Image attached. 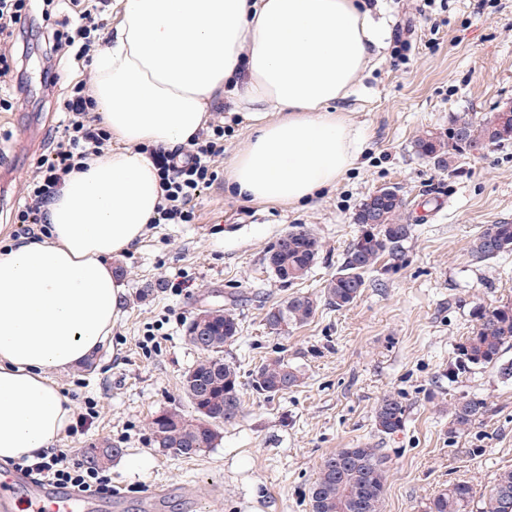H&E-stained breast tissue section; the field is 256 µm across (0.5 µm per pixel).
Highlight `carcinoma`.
<instances>
[{
    "mask_svg": "<svg viewBox=\"0 0 512 512\" xmlns=\"http://www.w3.org/2000/svg\"><path fill=\"white\" fill-rule=\"evenodd\" d=\"M512 142V112H493L482 121L454 115L444 131L427 130L414 141L415 153L439 168L452 169L466 155L481 154L493 145ZM360 233L349 243L336 273L323 288L324 301L342 310L351 306L366 287V275L384 257L396 261L403 256L413 225L404 212L399 194L382 193L373 201L363 200L355 215ZM320 245L310 231L298 228L281 237L266 254L267 265L282 282L303 279L315 265ZM469 254L486 261L512 254V224H489L472 240ZM319 301L299 294L281 302L267 313L266 321L280 334L303 326L315 316ZM208 318L205 347L201 357L183 375V389L195 416L163 410L152 417L149 429L158 448L177 456L205 453L218 438L217 428L233 423L243 412L240 374L224 359V347L239 334L236 315L229 309H214ZM512 348V303L490 306L478 312L476 328L454 349L448 368L453 380L476 367L500 364L501 373L512 375V363L501 358ZM300 372L281 358L266 359L250 373V384L268 397L288 392L299 385ZM486 412L485 403L475 398L457 400L451 408L449 433L467 430ZM406 408L396 396L382 398L375 409V427L382 435H393L405 426ZM389 466L382 449L368 444L341 448L324 457L309 489L310 512H382ZM473 488L459 481L429 498L424 512H473ZM484 512H512V470L499 474Z\"/></svg>",
    "mask_w": 512,
    "mask_h": 512,
    "instance_id": "obj_1",
    "label": "carcinoma"
}]
</instances>
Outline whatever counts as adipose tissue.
Listing matches in <instances>:
<instances>
[{"label":"adipose tissue","mask_w":512,"mask_h":512,"mask_svg":"<svg viewBox=\"0 0 512 512\" xmlns=\"http://www.w3.org/2000/svg\"><path fill=\"white\" fill-rule=\"evenodd\" d=\"M120 20L94 61L91 95L112 149L71 172L45 233L0 247V461L50 448L74 405L53 374L110 335L125 290L113 258L158 217L145 149L188 144L229 99L253 133L227 181L261 204L321 195L362 141L343 109L387 36L366 0H114Z\"/></svg>","instance_id":"obj_1"}]
</instances>
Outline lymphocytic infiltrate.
<instances>
[{"instance_id":"1","label":"lymphocytic infiltrate","mask_w":512,"mask_h":512,"mask_svg":"<svg viewBox=\"0 0 512 512\" xmlns=\"http://www.w3.org/2000/svg\"><path fill=\"white\" fill-rule=\"evenodd\" d=\"M31 2L0 0V112L13 111L20 100L23 82L15 77L13 40L24 31ZM111 7L112 0H41L43 20H51L63 11L70 14L63 28L48 29L49 45L74 61L91 64L105 41V19ZM95 107L87 79L69 85L60 104L63 114L60 136L51 157L38 161L25 187L24 202L14 212V223L23 227L46 223L47 207L59 193L66 176L81 169L90 157L111 149L112 135L95 119ZM215 112L214 120L190 145L156 147L149 151L160 179L162 202L158 214L164 223H193L196 200L218 178L215 160L224 154V109L219 106ZM21 468L38 480L84 494H97L112 487L110 475L84 466L62 451L36 455L34 460L22 463Z\"/></svg>"}]
</instances>
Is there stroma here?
Returning a JSON list of instances; mask_svg holds the SVG:
<instances>
[{
	"label": "stroma",
	"mask_w": 512,
	"mask_h": 512,
	"mask_svg": "<svg viewBox=\"0 0 512 512\" xmlns=\"http://www.w3.org/2000/svg\"><path fill=\"white\" fill-rule=\"evenodd\" d=\"M416 0H372L387 39L374 67L345 107L366 137L356 166L331 191L299 207L246 203L223 181L204 191L190 224H152L112 266L126 290L122 316L92 368L57 373L77 413L58 449L85 460L94 448L120 455L105 469L127 496L114 512H146L140 499L166 484L162 512H310L308 493L325 456L370 444L389 458L382 512H422L427 499L465 481L482 512L502 471L512 469V379L496 366L449 381L455 345L476 325L479 308L512 300V255L472 261L471 240L486 225L512 224V143L439 169L413 145L424 131L443 130L450 115L475 119L512 102V0H433L419 16ZM410 48L398 55L395 33ZM41 22L18 40L27 91L19 108L0 116V246L14 243L10 212L23 197L38 159L51 155L63 118L59 102L77 65L50 56ZM398 187L414 226L398 264L381 260L349 308L319 305L305 326L273 333L266 314L299 293L317 295L359 233L353 216L363 199ZM320 241L315 267L293 285L281 282L265 255L297 227ZM183 281L181 294L170 283ZM232 309L239 339L223 356L241 377L263 360L282 357L303 380L267 397L242 389L243 412L221 426L214 448L193 457L157 448L152 416L194 410L182 388L200 357L185 339L201 310ZM388 394L406 407L404 429L379 435L375 408ZM463 397L486 413L465 432L448 433L449 411Z\"/></svg>",
	"instance_id": "35a3bbf8"
}]
</instances>
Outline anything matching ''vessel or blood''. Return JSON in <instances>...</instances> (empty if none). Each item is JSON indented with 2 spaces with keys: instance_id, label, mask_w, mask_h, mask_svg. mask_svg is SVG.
<instances>
[{
  "instance_id": "vessel-or-blood-1",
  "label": "vessel or blood",
  "mask_w": 512,
  "mask_h": 512,
  "mask_svg": "<svg viewBox=\"0 0 512 512\" xmlns=\"http://www.w3.org/2000/svg\"><path fill=\"white\" fill-rule=\"evenodd\" d=\"M24 486L28 512H110L114 500L120 499V492L98 499L81 496L70 489L35 482L22 473L0 481V512H14L15 488Z\"/></svg>"
}]
</instances>
